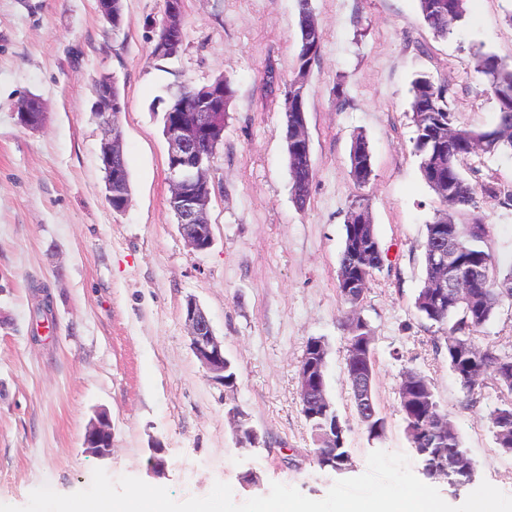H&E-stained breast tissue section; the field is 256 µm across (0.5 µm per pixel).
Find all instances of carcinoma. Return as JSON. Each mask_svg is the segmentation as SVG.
I'll list each match as a JSON object with an SVG mask.
<instances>
[{
    "label": "carcinoma",
    "instance_id": "1",
    "mask_svg": "<svg viewBox=\"0 0 512 512\" xmlns=\"http://www.w3.org/2000/svg\"><path fill=\"white\" fill-rule=\"evenodd\" d=\"M467 0H419L420 11L426 25L437 35L445 37L448 25L462 19L466 14ZM300 46L295 57L293 76L285 89H280L274 68H269L264 78L267 94L283 93V112L293 117L294 103L308 95L307 77L311 63L321 51L322 35L312 18L311 0H298ZM477 71L486 79V93L497 104L498 121L494 125V139L485 143L483 153L494 156L512 153V64L498 56L483 53L478 58ZM204 86H192L179 79L167 87L170 95L178 97L185 111L191 114L203 104ZM412 123L415 128L414 151L420 157V171L427 185L437 196L443 195L441 185L434 181L433 173H439L448 184L445 204L462 211L477 209L479 199L489 198L504 207H512V188L499 184L488 176L475 183L462 173L464 161L471 155V143L485 135L483 130L466 126L455 127L456 135L451 144L440 151L435 145L436 121L440 117L454 121L448 103L449 88L437 84L429 75L416 77L411 84ZM286 153L292 181L293 198L297 206L304 207L309 197V187L314 178L311 154L299 155L293 151L294 141L291 123L285 124ZM351 169L356 183L365 185L372 174V152L365 136H356L351 148ZM348 224H363L366 238L351 236L345 232L339 265L347 264L353 275L369 282L383 266V251L372 226L369 201L359 195L352 200L347 213ZM459 257L469 264L479 265L484 274L472 286L470 296L461 302H453L448 295L439 299L430 298V289L422 288L414 306L420 317L438 326H448V363L466 396L472 398L480 383L465 380L464 373L474 367L491 376L493 386L512 394V352L480 350L473 346L467 351H458V343L472 340V336L495 314L504 299L512 300V270L499 276L495 257L486 245L488 227L479 220L470 224L452 225ZM398 401L405 437L423 463L422 474L428 478L440 476L442 468L448 466V455L466 453L461 437L454 429L440 435L436 433V419L443 416L439 402L433 392L418 390L406 379L398 389ZM368 439L381 440L386 434V419L381 414L360 420ZM490 423L498 448L512 455V400L501 403L490 413ZM475 469L450 470L448 484L462 487L474 482Z\"/></svg>",
    "mask_w": 512,
    "mask_h": 512
}]
</instances>
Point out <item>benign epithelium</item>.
I'll return each instance as SVG.
<instances>
[{"mask_svg":"<svg viewBox=\"0 0 512 512\" xmlns=\"http://www.w3.org/2000/svg\"><path fill=\"white\" fill-rule=\"evenodd\" d=\"M112 85L102 87L97 97L96 113L105 130L100 160L107 176V197L109 202L118 203L117 210L126 211L129 206L127 185L118 151L121 145L116 121L112 114ZM14 112L21 125L35 128L41 124L43 113L34 110L30 100L22 99L14 105ZM224 134V113L218 108L197 111L191 115L179 112L165 113L164 137L168 143V168L171 183L169 206L174 213L179 230L187 245L196 252H205L213 245L212 224L208 219V205L211 200V183L208 175L209 163L221 143ZM206 149H198L199 144ZM440 235L436 246L431 249L434 274L429 282L431 288H449L452 295L460 296L471 289L479 277L478 266L462 267L447 239L448 219L438 221ZM183 316L188 326L190 348L202 366L212 375V380L226 385L224 366L228 359L224 355V341L219 339L203 308L194 300L186 302ZM351 374V389L357 394L360 409L376 415V400L365 374L362 359H348ZM298 396L321 409L313 414L320 418L329 410L331 400L327 394L326 379L322 363L314 361L300 372ZM342 427L329 421L323 426L321 442L329 448L336 447L341 438ZM84 447L99 458H105L112 451V422L105 411H99L90 419L84 434Z\"/></svg>","mask_w":512,"mask_h":512,"instance_id":"7a95c632","label":"benign epithelium"}]
</instances>
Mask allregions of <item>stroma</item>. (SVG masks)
<instances>
[{"instance_id": "1", "label": "stroma", "mask_w": 512, "mask_h": 512, "mask_svg": "<svg viewBox=\"0 0 512 512\" xmlns=\"http://www.w3.org/2000/svg\"><path fill=\"white\" fill-rule=\"evenodd\" d=\"M466 8L441 38L418 0H311L322 47L308 77L315 176L300 208L280 135L283 100L263 88L267 67L280 83L292 77L297 0H183L184 42L164 60L153 52L163 0H123L118 30L97 0H0V503L25 505L44 484L61 494L86 489L97 468L167 488L178 501L221 481L238 503L275 482L324 498L341 477L363 474L376 450L406 454L418 475L422 462L398 411L409 371L430 381L477 481L512 495V455L497 447L489 420L499 392L486 387L468 401L445 333L414 307L424 286L420 244L444 210L413 151L411 82L425 73L448 85L457 123L488 128L496 103L476 71L478 55L512 61V0H467ZM220 76L234 96L209 167L214 243L199 253L168 205L162 116L174 78L200 85ZM104 77L120 90L131 189L122 213L105 198L104 132L93 112ZM31 95L44 110L33 129L13 112ZM359 134L372 151L363 188L350 165ZM359 194L369 199L385 263L353 307L337 283L346 213ZM476 214L500 273L511 272L512 207L487 199ZM45 297L53 334L38 341L31 321ZM190 298L223 338L234 386L211 381L193 354L183 317ZM359 321L375 338L374 393L387 422L380 441L368 440L350 402L345 354ZM312 337L328 347L327 392L346 426L351 459L342 473L317 464L297 396ZM473 341L512 351V302ZM236 409L257 430L258 447L239 446ZM98 411L112 420L105 459L83 445ZM156 453L163 469L150 466Z\"/></svg>"}]
</instances>
